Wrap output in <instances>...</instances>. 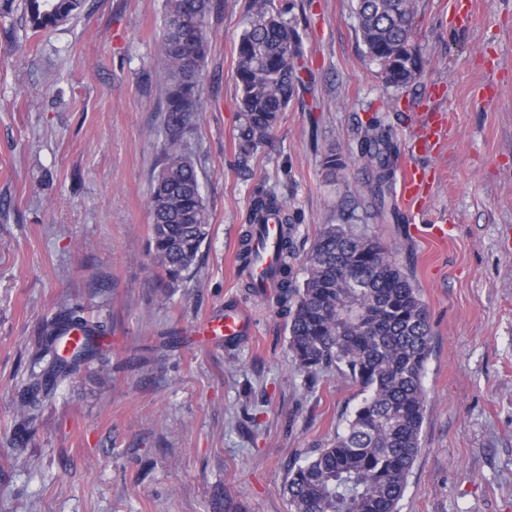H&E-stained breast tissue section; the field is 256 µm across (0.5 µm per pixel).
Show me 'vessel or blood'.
Listing matches in <instances>:
<instances>
[{
	"label": "vessel or blood",
	"instance_id": "1",
	"mask_svg": "<svg viewBox=\"0 0 512 512\" xmlns=\"http://www.w3.org/2000/svg\"><path fill=\"white\" fill-rule=\"evenodd\" d=\"M444 132V124L435 116L426 115L417 120L411 136L413 149L408 153L399 178L398 199L402 205L413 206L427 188L429 174L417 158L437 147ZM281 233V224L271 215L267 216L264 224L257 227L253 242L254 261L246 273L258 287L268 289L275 285V273L280 262L278 244ZM253 331L248 314L240 307L225 309L223 315L205 319L196 328L198 336H221L228 342L252 335Z\"/></svg>",
	"mask_w": 512,
	"mask_h": 512
}]
</instances>
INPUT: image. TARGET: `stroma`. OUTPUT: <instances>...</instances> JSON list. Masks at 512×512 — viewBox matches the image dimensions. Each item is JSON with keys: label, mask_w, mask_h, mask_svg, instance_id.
Segmentation results:
<instances>
[{"label": "stroma", "mask_w": 512, "mask_h": 512, "mask_svg": "<svg viewBox=\"0 0 512 512\" xmlns=\"http://www.w3.org/2000/svg\"><path fill=\"white\" fill-rule=\"evenodd\" d=\"M304 88L248 160L235 148L236 48L249 0H213L198 119L184 135L210 233L189 277L161 293L148 210L167 137L159 88L165 0H87L30 35L0 19V512H289L290 467L343 431L362 400L336 369L297 372L288 318L255 295L234 255L258 195L297 226L292 270L326 224L351 218L395 252L432 328L421 451L399 512H512V0H417L427 61L409 87L382 80L353 0H295ZM447 140L422 158L437 181L403 223L375 217L360 128L406 146L433 85ZM345 161L328 175L321 160ZM447 224L446 241L426 236ZM108 330L106 362L60 382L18 428L36 339L61 302ZM244 307L254 333L198 340V322Z\"/></svg>", "instance_id": "35a3bbf8"}]
</instances>
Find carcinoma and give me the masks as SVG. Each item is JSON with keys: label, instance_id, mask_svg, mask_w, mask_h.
<instances>
[{"label": "carcinoma", "instance_id": "obj_1", "mask_svg": "<svg viewBox=\"0 0 512 512\" xmlns=\"http://www.w3.org/2000/svg\"><path fill=\"white\" fill-rule=\"evenodd\" d=\"M85 0H0V18L21 10L34 33L47 32L78 15ZM213 0H166L160 50L167 81L159 95L167 112L162 166L148 205L151 245L168 286L184 280L209 235V213L198 172L183 135L198 112L200 67L208 44L206 20ZM255 20L238 43L235 76L242 101L236 135L239 153L251 155L266 142L301 85L295 61L303 55L300 33L286 20L284 0H252ZM358 31L384 82L403 87L421 76L425 60L407 65L399 52L414 43L416 0H355ZM360 153L371 169L372 204L397 224L388 207L397 146L379 121L370 123ZM282 215L287 226L281 253L293 255L296 226L273 198L255 201L242 239L243 265L250 264L252 227L263 215ZM305 278L279 264L277 303L288 315L289 351L297 370L315 374L334 366L360 387L363 398L343 432L288 472L290 512H398L409 473L420 452L426 394L425 365L431 325L417 288L387 248L351 224H327L304 258ZM357 307L369 322L351 317ZM83 332L73 348L60 345L70 328ZM104 326L79 307L63 305L38 337L46 367L31 373L21 394L20 424L33 425L57 379L103 356Z\"/></svg>", "mask_w": 512, "mask_h": 512}]
</instances>
